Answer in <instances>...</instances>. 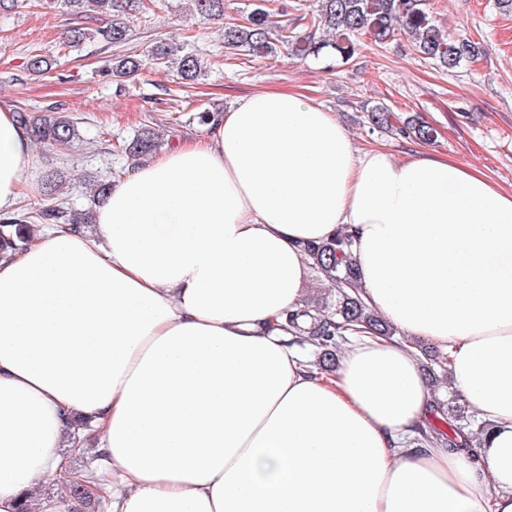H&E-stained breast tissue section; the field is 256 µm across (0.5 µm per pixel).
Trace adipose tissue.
I'll return each mask as SVG.
<instances>
[{
  "mask_svg": "<svg viewBox=\"0 0 512 512\" xmlns=\"http://www.w3.org/2000/svg\"><path fill=\"white\" fill-rule=\"evenodd\" d=\"M0 106V212L38 191ZM352 237L362 300L335 371L290 342L304 251ZM490 421L478 452L423 442L413 339ZM95 437L112 512H512V192L426 155L357 149L333 113L259 91L133 166L93 233L35 225L0 253V512Z\"/></svg>",
  "mask_w": 512,
  "mask_h": 512,
  "instance_id": "adipose-tissue-1",
  "label": "adipose tissue"
}]
</instances>
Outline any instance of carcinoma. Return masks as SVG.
Here are the masks:
<instances>
[{"instance_id":"obj_1","label":"carcinoma","mask_w":512,"mask_h":512,"mask_svg":"<svg viewBox=\"0 0 512 512\" xmlns=\"http://www.w3.org/2000/svg\"><path fill=\"white\" fill-rule=\"evenodd\" d=\"M61 6L74 15L90 18L105 17L109 23L94 30L77 29L73 38L81 41L99 37L119 48L130 38L129 17L147 12L143 0H60ZM316 6L303 15L308 31L296 34L284 26L268 20V13L255 7L243 20L236 18L224 23V52L232 55L272 56L286 48L300 58L334 54L343 63L353 61L357 40L366 35L374 46L384 48L394 41L405 40L418 57L454 71L462 63L478 55V47L468 38L452 39L443 34L435 19L425 7L426 0H314ZM194 13L204 20L224 18V0H193ZM165 67L180 83L195 81L202 74L199 57L184 51L180 44L163 40L155 42L146 58L137 59L117 54L112 58V75L130 76L146 66ZM372 129L380 132L399 131L419 141H429L434 129L420 116L407 118L403 125H392V111L377 104L367 111ZM18 121L29 131L39 148L47 151L79 138L77 122L65 115H17ZM162 136L153 129H144L123 145L130 157L147 155L157 149ZM92 216L79 212L70 204L61 202L41 208H23L0 217V245L20 249L26 244L31 227L35 224H89ZM351 238L342 233L329 242L305 246L315 272L330 282L336 290V303L329 306L323 300L308 301L295 312H288V332L292 340L318 349L313 365L325 372L336 366V356L350 340V334L370 331L378 336L395 335L394 328L372 312L361 300L359 272L351 252ZM448 356L435 353L426 367L432 384L448 377ZM439 421L448 426L444 431L430 427L426 439H446L448 447L472 450L473 439L490 428L479 421L472 425V416L460 395H454L449 409L438 407ZM99 484L106 476L91 467L69 473L65 498L68 512H100L105 500L92 499L82 490L81 481Z\"/></svg>"}]
</instances>
